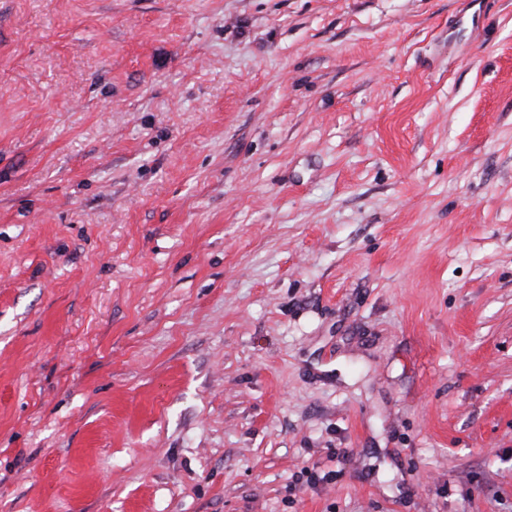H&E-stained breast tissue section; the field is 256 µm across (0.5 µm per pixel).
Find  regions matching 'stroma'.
Listing matches in <instances>:
<instances>
[{"mask_svg": "<svg viewBox=\"0 0 512 512\" xmlns=\"http://www.w3.org/2000/svg\"><path fill=\"white\" fill-rule=\"evenodd\" d=\"M0 512H512V0H0Z\"/></svg>", "mask_w": 512, "mask_h": 512, "instance_id": "stroma-1", "label": "stroma"}]
</instances>
